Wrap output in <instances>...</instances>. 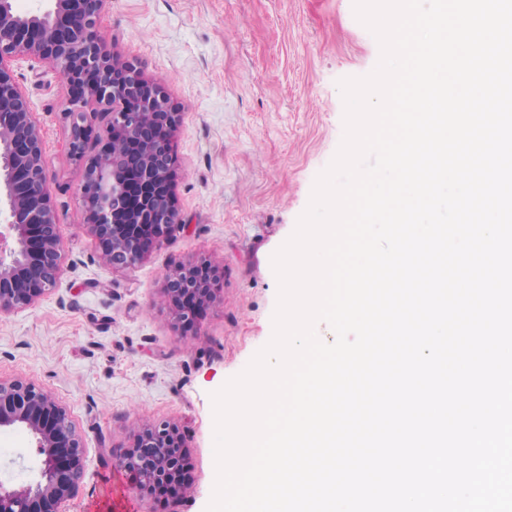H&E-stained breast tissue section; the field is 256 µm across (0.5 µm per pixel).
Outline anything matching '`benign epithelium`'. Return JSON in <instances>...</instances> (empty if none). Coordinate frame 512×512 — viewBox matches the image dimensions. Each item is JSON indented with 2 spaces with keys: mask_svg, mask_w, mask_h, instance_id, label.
Segmentation results:
<instances>
[{
  "mask_svg": "<svg viewBox=\"0 0 512 512\" xmlns=\"http://www.w3.org/2000/svg\"><path fill=\"white\" fill-rule=\"evenodd\" d=\"M51 2L47 11L21 13L14 0H0V315L34 307L64 273L41 130L10 73L22 57L50 63L70 90V156L84 167L81 202L103 263L130 268L181 227L172 167L179 113L134 63L108 48L98 25L106 0ZM109 109V135L87 159L88 127ZM217 279L207 259L167 277L163 302L181 336H199ZM17 426L33 435L43 468L30 484H0V512H68L85 454L69 410L31 383L0 382V428ZM118 462L140 493L172 494L186 469L183 434L171 423L145 426Z\"/></svg>",
  "mask_w": 512,
  "mask_h": 512,
  "instance_id": "benign-epithelium-1",
  "label": "benign epithelium"
}]
</instances>
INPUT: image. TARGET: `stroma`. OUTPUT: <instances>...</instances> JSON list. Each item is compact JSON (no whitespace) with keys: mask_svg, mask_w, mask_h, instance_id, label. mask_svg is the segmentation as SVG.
<instances>
[{"mask_svg":"<svg viewBox=\"0 0 512 512\" xmlns=\"http://www.w3.org/2000/svg\"><path fill=\"white\" fill-rule=\"evenodd\" d=\"M112 52L165 88L180 123L175 197L183 225L114 271L84 224L83 168L69 156L68 88L49 63L14 62L41 128L66 271L30 309L0 316V380H24L69 409L85 448L71 512L100 508L115 460L149 424H178L188 473L177 498L126 495L135 512H206L216 475L212 395L273 334L271 258L293 234L344 133L341 79L371 73L380 46L353 0H108ZM221 270L201 334L179 336L161 296L196 258ZM32 436L0 429V481L37 479Z\"/></svg>","mask_w":512,"mask_h":512,"instance_id":"1","label":"stroma"}]
</instances>
